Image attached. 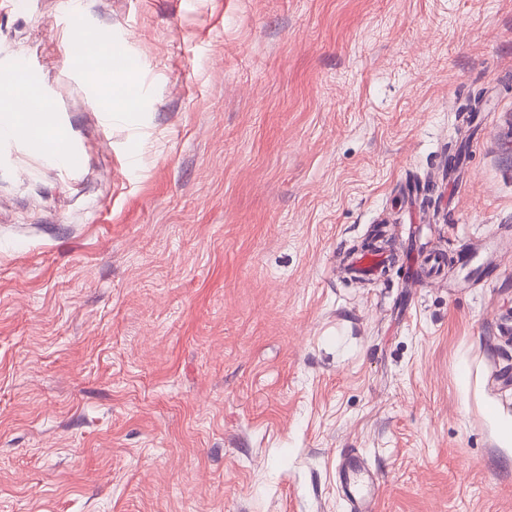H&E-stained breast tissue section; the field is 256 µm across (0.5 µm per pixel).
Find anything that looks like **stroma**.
Wrapping results in <instances>:
<instances>
[{
	"label": "stroma",
	"mask_w": 512,
	"mask_h": 512,
	"mask_svg": "<svg viewBox=\"0 0 512 512\" xmlns=\"http://www.w3.org/2000/svg\"><path fill=\"white\" fill-rule=\"evenodd\" d=\"M127 32L109 118L70 51ZM0 512H512V0H0ZM493 278L336 274L372 224ZM29 68L30 65L28 62H20L19 66L13 73L0 78L1 97L12 98L17 94L19 86L24 82L25 75ZM26 104H29L32 112L17 113L11 112L15 109V104L4 109L1 101L0 115L2 113L11 114H5L7 120H3V123L0 120V139L23 138L32 146L43 147L53 120L50 122L49 112H40L37 96L30 100L27 98ZM339 483L350 502L352 512H375L377 495L374 480L364 458L356 452L341 456L337 470Z\"/></svg>",
	"instance_id": "35a3bbf8"
}]
</instances>
